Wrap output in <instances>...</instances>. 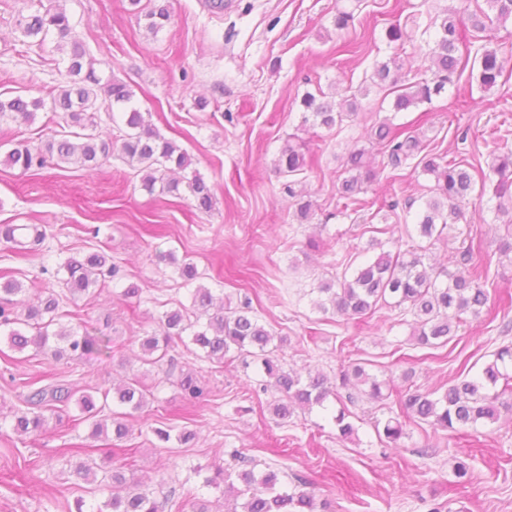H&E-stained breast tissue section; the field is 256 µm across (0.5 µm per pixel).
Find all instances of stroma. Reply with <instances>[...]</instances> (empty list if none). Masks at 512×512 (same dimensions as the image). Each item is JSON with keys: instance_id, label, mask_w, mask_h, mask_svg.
<instances>
[{"instance_id": "stroma-1", "label": "stroma", "mask_w": 512, "mask_h": 512, "mask_svg": "<svg viewBox=\"0 0 512 512\" xmlns=\"http://www.w3.org/2000/svg\"><path fill=\"white\" fill-rule=\"evenodd\" d=\"M42 2L71 16L98 74L131 85L135 107L188 152L192 170L213 185L216 204L202 213L185 199L149 194L117 154L91 173L53 164L25 173L10 167L0 151V225L29 224L45 234L28 255L0 241V278L23 280L32 298L58 288L51 269L106 246L118 273L79 305L86 320L120 347L102 361L48 360L0 343V512H75L77 504L89 510L102 501L101 493L75 485L68 473V450L75 446L94 445L96 462L110 464V443L93 439L76 402L49 413L45 429L26 436L12 432L10 413L51 375L83 393L104 391L131 374L147 388L148 404L135 415L138 433L129 442L135 462L126 475L169 497L173 505L165 512H193L195 497L215 498V491L202 490L196 470H236V452L257 469L287 472L289 484L310 482L329 512H512V416L461 433L411 424L394 451L374 427L389 415L379 405H349L357 433L343 440L334 421L340 405L333 400L289 422L276 421L268 410L270 394L255 384L257 364L213 365L181 344L154 364L138 357L139 340L156 330L160 312L190 300L173 268L156 262V252L168 250L191 259L214 295L235 303L250 299L263 321L285 337L278 354L286 366L303 374L318 370L332 377L358 362L394 390L410 383L436 390L512 344V267L497 262L487 281L497 299L494 309L467 320L438 349L414 345L411 315L383 308L371 318L348 320L312 304L320 281L342 273L347 263L369 259L371 239L385 243L404 236L401 224L384 233L387 216H405L407 201L420 204L430 195L431 177L408 165L384 171L369 187L366 197L380 205V216L345 209L337 194L343 162L350 151L371 148L376 122L389 118L420 129L438 151L476 166L512 150V80L486 92L466 76L458 88L404 112L393 111L392 96L372 88L357 114L333 128L302 121L305 92L370 86L377 63L389 58L423 73L427 45L458 0H231L221 13L210 11L207 0H165L171 19L154 35L129 0ZM30 6V0H0L4 97H41L63 80L55 64L65 61V53L51 62L38 47L18 40L16 18ZM340 9L354 13L355 28L336 30ZM393 24L406 32L404 45L386 42L385 30ZM290 138L312 162L300 183L315 204L309 223L297 217L274 167ZM316 223L323 231L319 248L311 250L305 241ZM506 232L494 213L476 204L451 228L487 254ZM132 283L143 293L129 303L121 293ZM191 369L211 387L207 404L196 408L184 407L176 385ZM160 419L175 427L193 420L194 445H159L149 427ZM460 460L470 467L462 487L454 472Z\"/></svg>"}]
</instances>
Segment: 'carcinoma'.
Masks as SVG:
<instances>
[{"instance_id":"obj_1","label":"carcinoma","mask_w":512,"mask_h":512,"mask_svg":"<svg viewBox=\"0 0 512 512\" xmlns=\"http://www.w3.org/2000/svg\"><path fill=\"white\" fill-rule=\"evenodd\" d=\"M145 28L158 33L170 20L166 6L157 4L144 12ZM512 22V0H462V8L449 12L440 23L433 46L426 53L428 66L424 77L401 84L392 71L403 64L391 58L375 67L373 85L394 95L393 111L402 112L429 103L432 97L449 86H457L468 63L477 66L480 87L490 91L504 77L502 46L494 45L483 33ZM17 27L29 43L43 46L48 37L69 45L66 66L67 81L47 92V97L27 98L17 95L0 98V118H19L34 122L38 111L48 109L50 121L61 131L58 137L44 147L33 150L18 145L6 152V161L24 171L42 168L47 160L56 165L72 166L95 171L112 155V144L98 132L100 114H112L116 107L124 108V128L115 139L121 143L126 162L141 174L144 189L152 192L161 184L160 192L188 200L197 210L208 213L214 206V188L200 174H184L191 158L176 142L166 138L146 123L142 112L133 106L134 92L129 84L117 79L106 81L97 74L94 59L85 44L74 32L65 11L36 8L19 15ZM303 123L332 128L349 115L356 114L357 95L318 99L307 93L300 100ZM371 137L381 146L386 162L383 166L394 170L408 161L419 158L421 172L433 177V195L418 212L415 223L420 243L403 250L381 251L354 270L344 272L332 281L320 283L313 289L314 306L324 313L348 319H363L383 306L394 307L414 317L413 341L429 349L448 344L455 336L461 316L478 319L491 311L495 300L484 287L482 275L474 263L475 247L466 246L450 258L455 269L442 267L434 270L425 263L427 251L448 233V225L463 217L462 206L475 198L483 200L486 189H492L496 200L495 217L512 224V152L492 158L487 168H476L469 163L445 159L441 155L424 152L421 140L385 119L372 127ZM310 163L299 147L288 139L276 161L277 171L290 177L282 190L295 199L297 216L303 221L313 218V203L296 190L292 177L304 173ZM345 176L340 179V197L350 204L358 202V195L367 191L379 176L369 153L364 149L351 152L344 163ZM23 225L5 224L0 227V238L13 248L27 254L34 251L21 240L17 232ZM160 260L174 267L181 284L190 288V305L183 303L164 310L157 318L159 330L140 341L142 359L156 363L172 343L188 341L195 354L211 363L222 364L238 357H252L260 362L264 375L261 386L272 393L269 407L272 415L281 420L290 419L298 410L310 411L322 407L331 396L338 395L337 386L359 387L360 395L371 402H384L392 396L390 382L370 374L358 364L340 371L338 383L330 381L321 372H309L303 377L280 362L275 352L286 342L275 335L246 301L234 305L231 301H215L212 290L200 283L202 274L188 258L178 259L170 251ZM66 278L62 291L39 293L38 302L18 310L11 301L0 303V327H5L6 343L17 353L34 349L35 354L60 359L66 355L84 358L90 355L109 357L112 341L97 336L89 328H68L59 323L60 303L68 299L75 303L96 292L99 278L107 273H118L112 257L93 250L81 257H70L62 265ZM512 362V347L499 348L494 359L477 373L462 372L459 377L436 396L407 387L397 394L398 413L388 418L382 428L387 447H401L406 435V421L424 422L436 429L451 432L475 429L485 423H495L501 412L512 409V375L501 370ZM184 405L188 408L208 401L209 389L194 372L187 371L179 380ZM112 396L124 412L99 418L101 407L92 395L83 394L77 404L84 417L93 421V435L112 436L121 441L132 432L128 417L141 411L147 404V394L136 377H129L112 385ZM72 390L64 383H54L32 391L28 404L33 406L65 403L71 400ZM18 435L40 432L46 426L44 417L31 409L14 410L10 423ZM133 448L112 449V468L104 470L89 459L74 464L71 476L86 484H93L105 494V499L94 512H164L169 498L158 500L152 492L136 482L128 481L125 468L134 457ZM206 487L223 489L224 512H317L326 507L319 504L311 491H290L281 479L280 471L268 468L257 472L243 467L230 474L216 466L204 477Z\"/></svg>"}]
</instances>
